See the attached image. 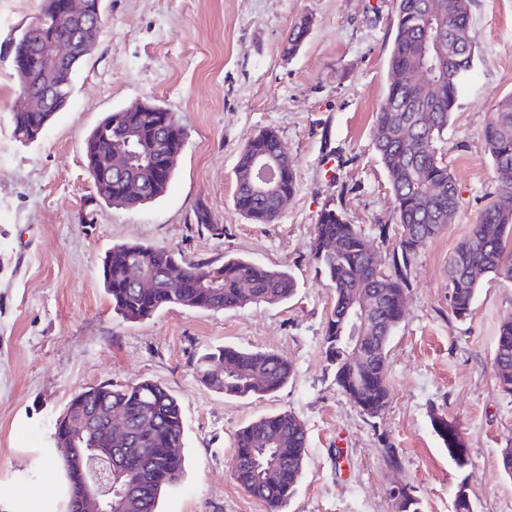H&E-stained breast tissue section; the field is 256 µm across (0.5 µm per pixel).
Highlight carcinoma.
<instances>
[{
  "label": "carcinoma",
  "instance_id": "carcinoma-1",
  "mask_svg": "<svg viewBox=\"0 0 512 512\" xmlns=\"http://www.w3.org/2000/svg\"><path fill=\"white\" fill-rule=\"evenodd\" d=\"M41 0L34 17L41 29L36 38L53 32L62 40H73L75 32L60 28L52 4ZM432 0H395L396 31L388 57L389 83L372 130L375 156L390 185L400 238L391 256L393 273H378L370 241L358 228L345 221L336 206L325 204L318 213L310 246L311 260L334 288L327 315L323 348L335 366L337 386L355 405L366 406L373 417L380 416L390 402L387 383V345L404 314L408 268L417 252L437 236L459 209L454 178L439 144L448 130L464 79L472 70L476 41L457 44L456 30H471L470 0H437V14L431 16ZM310 22L304 18L288 33L284 54L291 57L308 36ZM78 68H65L56 76V97L70 99ZM16 84L26 82L31 93L40 91L42 78L30 64L13 70ZM115 113L106 115L89 133L84 153L90 175L96 174L107 144L101 131ZM46 114L10 109L13 138L21 143L36 141L45 131ZM483 138L498 184L497 196L480 213L470 235L455 249L448 262L449 305L455 318L465 320L473 301L489 276L512 280V95L494 108ZM281 142L271 130L251 138L242 149L235 167V208L254 223L267 224L280 214L277 203L255 196L249 184L253 157L264 152L281 157L282 195L296 192L294 164L280 156ZM175 160L164 172V180L153 183L148 174L135 168L133 177L144 180L141 195L123 201L127 207L142 205L162 196L175 174L182 148L174 145ZM103 285L113 311L128 321H141L159 310L180 305L220 311L249 305H278L296 292L297 282L285 268L261 266L242 257L186 262L163 247L125 242L112 245L102 271ZM152 283L138 288L136 280ZM364 295L372 302L374 314L365 335L366 363L361 365L362 382L354 377L356 362L336 348V326L354 298ZM496 385L512 386V319L500 328L493 358ZM201 381L233 398L273 393L288 384L294 369L288 359L272 350H243L222 346L201 354L196 360ZM119 414L123 429L112 436V455L123 474L112 492V512H156L163 490L179 483L184 473V425L178 400L163 386L142 380L126 386L109 383L83 388L68 401L59 419L73 425L80 435L90 417ZM432 426L448 456L458 467L456 448L463 443L455 423L437 415ZM269 438V448L259 443ZM307 432L291 412L260 417L238 430L234 448L238 464L235 483L251 496L264 501L271 512H282L304 469ZM85 444L72 442L71 451L60 455V463L72 478L74 456Z\"/></svg>",
  "mask_w": 512,
  "mask_h": 512
}]
</instances>
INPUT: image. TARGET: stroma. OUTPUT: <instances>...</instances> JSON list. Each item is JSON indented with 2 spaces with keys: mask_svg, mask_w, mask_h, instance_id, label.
<instances>
[{
  "mask_svg": "<svg viewBox=\"0 0 512 512\" xmlns=\"http://www.w3.org/2000/svg\"><path fill=\"white\" fill-rule=\"evenodd\" d=\"M38 9L39 0H0V486L19 500L38 491L65 512L58 475L43 460L69 398L149 379L178 399L184 422V476L162 493L159 512H270L233 479L234 438L285 410L308 433L286 512H396L398 483L413 487L421 512H453L462 482L473 512H512V476L500 464L512 447V395L498 391L492 369L499 326L512 319V281L485 282L463 321L448 302V260L497 192L483 130L512 94V0L470 4L478 54L441 145L460 207L408 270L405 314L388 345L392 398L377 418L342 392L325 358L334 290L309 244L326 203L370 237L381 265L398 239L370 137L388 83L393 0H104L98 42L67 107L23 144L11 134L8 50ZM305 17L306 40L285 56L289 30ZM140 99L174 112L186 142L163 196L111 206L93 186L84 141L104 116ZM265 130L294 160L297 190L275 223L254 224L234 207V169L246 141ZM123 242L188 261L285 265L298 288L280 305L170 306L130 322L113 312L102 282L105 254ZM224 345L278 352L293 378L272 394L224 396L195 370L205 349ZM436 415L461 430L465 467L434 432ZM389 446L399 469L385 462Z\"/></svg>",
  "mask_w": 512,
  "mask_h": 512,
  "instance_id": "35a3bbf8",
  "label": "stroma"
}]
</instances>
